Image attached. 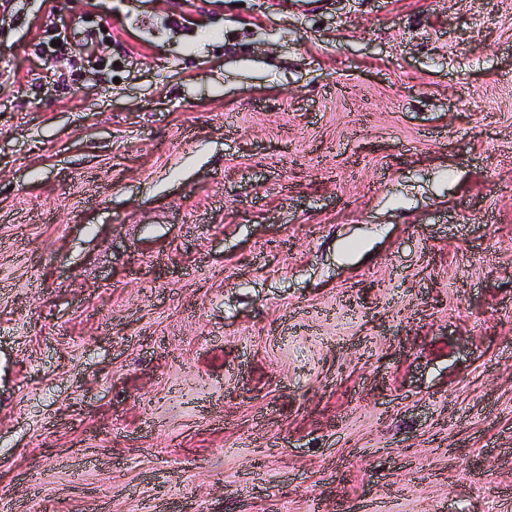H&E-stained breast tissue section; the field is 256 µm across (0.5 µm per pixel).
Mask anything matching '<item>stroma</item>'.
<instances>
[{
  "mask_svg": "<svg viewBox=\"0 0 512 512\" xmlns=\"http://www.w3.org/2000/svg\"><path fill=\"white\" fill-rule=\"evenodd\" d=\"M102 11H0V512H512V0ZM87 5L89 6L88 11H86L84 16H81L79 19L74 20L70 19L69 22H66L63 20V18H59V23L55 24L50 29H46L43 31L45 36L42 38V41H39L36 46V53L38 55H47L52 57V59L56 63H62L68 60L67 58V44L69 39V30L70 29H76L78 26H80L83 23H96V25H93L91 29L89 30L88 38L91 41V44H93L95 38H97L98 34V40L96 43H99L100 40H104V35L108 34L109 37H112V34L107 32H102V29H107L104 24H102V18H100V22H95V18L100 17V1L96 0H90L87 1ZM57 40L61 41V46H57ZM52 41H56V46L52 47L51 43Z\"/></svg>",
  "mask_w": 512,
  "mask_h": 512,
  "instance_id": "35a3bbf8",
  "label": "stroma"
}]
</instances>
